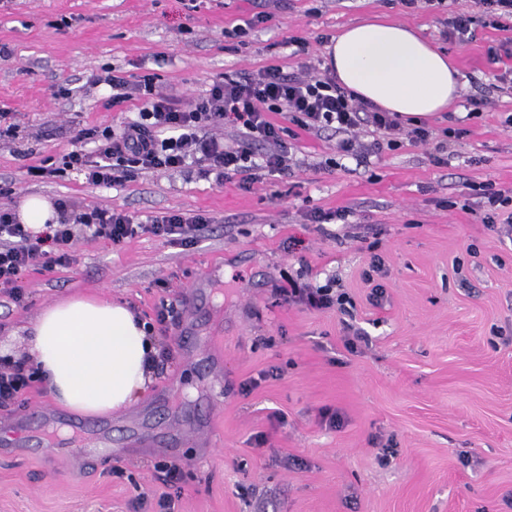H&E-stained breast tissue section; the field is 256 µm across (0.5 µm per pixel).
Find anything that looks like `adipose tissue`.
Masks as SVG:
<instances>
[{"instance_id":"1","label":"adipose tissue","mask_w":512,"mask_h":512,"mask_svg":"<svg viewBox=\"0 0 512 512\" xmlns=\"http://www.w3.org/2000/svg\"><path fill=\"white\" fill-rule=\"evenodd\" d=\"M326 52L347 90L405 120L434 117L459 94L458 71L447 54L404 25H352L332 37ZM28 353L55 404L101 417L146 393L158 342L124 304L74 296L37 315Z\"/></svg>"}]
</instances>
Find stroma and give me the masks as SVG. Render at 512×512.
Here are the masks:
<instances>
[{
	"label": "stroma",
	"instance_id": "1",
	"mask_svg": "<svg viewBox=\"0 0 512 512\" xmlns=\"http://www.w3.org/2000/svg\"><path fill=\"white\" fill-rule=\"evenodd\" d=\"M262 9L271 20L234 36ZM452 10L472 15L473 41L448 39ZM374 18L416 29L459 70L432 143L404 138L360 165L333 130L277 114L296 162L282 179L219 186L193 166L105 187L61 168L74 130L136 116L137 101L112 108L109 87L88 86L103 69L155 74L188 103L227 73L324 68V38ZM509 38L473 0H0V111L14 126L0 139V205L39 195L141 224L212 219L190 246L79 239L75 264L25 273L22 301L0 290L1 356L23 358L27 327L68 296L127 302L166 355L133 408H55L74 430L108 428L112 456L75 472L35 435L0 455V512H135L138 495L170 493L162 461L187 474L178 512H512V230L481 222L484 192L512 188V88L497 79ZM45 162L58 174L31 179ZM318 210L334 220L313 222ZM375 254L384 267L369 284ZM291 280L347 293V312L283 303ZM164 299L176 313L161 324Z\"/></svg>",
	"mask_w": 512,
	"mask_h": 512
}]
</instances>
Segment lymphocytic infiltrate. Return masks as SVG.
Here are the masks:
<instances>
[{
    "label": "lymphocytic infiltrate",
    "mask_w": 512,
    "mask_h": 512,
    "mask_svg": "<svg viewBox=\"0 0 512 512\" xmlns=\"http://www.w3.org/2000/svg\"><path fill=\"white\" fill-rule=\"evenodd\" d=\"M91 82L111 88L109 106L132 100L140 103L136 119L120 129L78 130L74 150L63 157L65 167L99 186L121 183L134 170L174 171L191 162L205 166L218 184L237 174L250 182L288 175L293 157L281 137V126L268 118L272 112L306 130L341 133L340 150L362 161L383 147L397 146L400 138L425 143L432 136L425 126L406 127L397 114L358 99L328 71L300 76L270 65L254 72H234L213 82L205 98L185 105L159 92L151 74L133 81L112 68L94 75ZM363 125L382 132L383 141L359 143L354 132ZM221 126L239 132L236 147H225L214 136V129ZM87 141L94 142L93 151L83 150ZM56 210L57 223L35 232L17 221L13 209L0 207V288L10 290L13 298H21L20 281L28 268L74 263L77 230H84L89 239L115 245L149 233L190 246L197 231L210 222L202 214L172 213L140 225L126 214L63 199L57 200Z\"/></svg>",
    "instance_id": "lymphocytic-infiltrate-1"
}]
</instances>
